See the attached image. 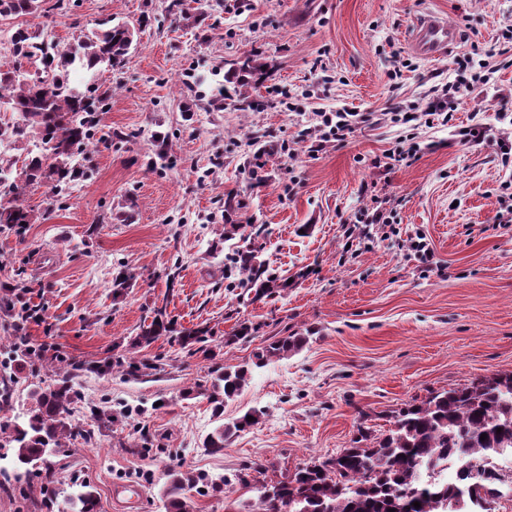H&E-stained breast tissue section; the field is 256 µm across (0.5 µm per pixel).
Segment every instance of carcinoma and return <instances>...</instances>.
Returning <instances> with one entry per match:
<instances>
[{
    "instance_id": "cac0c4a2",
    "label": "carcinoma",
    "mask_w": 512,
    "mask_h": 512,
    "mask_svg": "<svg viewBox=\"0 0 512 512\" xmlns=\"http://www.w3.org/2000/svg\"><path fill=\"white\" fill-rule=\"evenodd\" d=\"M63 9L61 0L39 9V0H0V18L43 14ZM134 39V28L126 23L79 37L74 52L59 56L56 45L45 40L39 30L18 25L12 33L14 53L32 60L38 72L20 80L10 70H0V105L21 115L22 124L0 127V141L28 137L40 142L39 152L22 161L19 178L12 177L16 162L0 158V229L20 232L29 223V214L20 201L28 186H48L55 197L63 194L79 178L81 167L73 163L93 145L97 112L109 98L102 88L91 98L73 92L64 69L79 60L91 70L100 63L120 68L127 62ZM262 70L258 60L248 58L229 69L224 78L246 85ZM241 224L231 225L224 240L239 235L242 244L234 246L233 263L245 275L243 294L254 298L268 295L276 279L258 251L239 234ZM4 315L20 323L31 317L24 296L8 289L0 296ZM175 332L162 311L140 325L130 343L146 347L159 337ZM182 346L194 352L211 353L208 339L200 331L180 332ZM304 336H283L261 348L252 366L220 367L215 371L207 393L215 416L224 414V405L241 394L251 377V367L262 368L274 357L298 351ZM31 407L27 421L0 423V448L14 449L16 466L30 473L48 460L62 440L82 435L72 422L77 392L69 373L45 387L30 391ZM254 420L249 421L247 417ZM258 411L248 410L229 423L220 424L204 441L211 454L224 451L234 436L257 424ZM487 435L480 440L481 435ZM512 449V374L494 376L443 391H434L419 403L403 409L386 434L363 446L356 439L336 457L299 467L281 480L262 484L257 499L238 503L237 512H281L292 501L298 512H389L404 501L420 502L413 512H471L469 506H483V497L493 494V485L502 481L499 473L472 466L469 460L497 456ZM453 458L459 464L454 480L440 478L441 463ZM189 470L171 468L166 473L163 495L167 512H194L191 490L209 492L227 485ZM68 512H97V501L90 486L66 502Z\"/></svg>"
}]
</instances>
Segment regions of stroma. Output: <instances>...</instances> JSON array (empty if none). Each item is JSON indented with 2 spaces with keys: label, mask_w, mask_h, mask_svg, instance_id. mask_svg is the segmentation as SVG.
<instances>
[{
  "label": "stroma",
  "mask_w": 512,
  "mask_h": 512,
  "mask_svg": "<svg viewBox=\"0 0 512 512\" xmlns=\"http://www.w3.org/2000/svg\"><path fill=\"white\" fill-rule=\"evenodd\" d=\"M199 0L200 23L167 10L169 0H76L58 14L26 16L60 53L112 21L135 29L126 65L71 69V87H109L96 145L78 156L86 176L67 201L49 208L43 188L22 197L24 233L0 232V289L17 283L41 319L15 331L0 316V363L16 347L59 352L77 368L81 399L73 422L91 442L64 441L51 466L28 475L0 459V512H50L48 493L65 500L77 483L93 486L98 512H120L119 482L139 486L138 512H166L160 490L169 468L222 476L223 492L195 496L196 512H227L256 497L237 483L264 468L278 480L333 457L360 434L377 438L407 404L430 392L512 373V223L499 221L498 111L512 93V0ZM434 11L460 34L446 57L410 48L417 15ZM479 53L495 69L484 92L465 98L449 124L404 123L456 77L455 60ZM259 56L265 76L249 87L225 83L232 63ZM408 68L395 67L397 57ZM260 99L263 111L239 110ZM366 115L344 141L322 142L318 115ZM480 122L482 143L463 141ZM169 158L153 165L156 134ZM419 144L410 163L392 154ZM385 206L390 235L365 234ZM260 227L252 243L277 278L273 294L240 303V278L224 241L226 221ZM423 235L428 256L409 241ZM135 276L113 298L121 268ZM177 328H207L213 358L171 336L129 343L154 308ZM251 338L227 343L240 323ZM292 333L305 346L255 370L224 408L225 419L261 410L259 422L223 453L202 444L215 422L204 395L217 368L251 362L259 348ZM154 364L100 374L115 356ZM45 359L29 358L8 383L10 410L29 406L33 384H51ZM195 388L185 396L186 388ZM110 410L100 424L90 407Z\"/></svg>",
  "instance_id": "stroma-1"
}]
</instances>
